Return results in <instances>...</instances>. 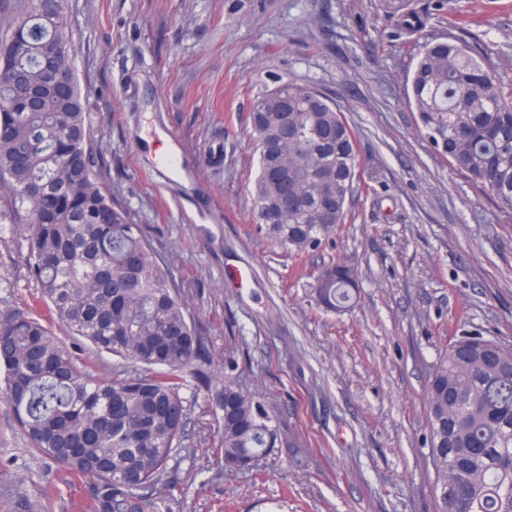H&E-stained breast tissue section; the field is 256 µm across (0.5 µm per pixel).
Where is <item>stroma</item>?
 Masks as SVG:
<instances>
[{"label":"stroma","instance_id":"35a3bbf8","mask_svg":"<svg viewBox=\"0 0 512 512\" xmlns=\"http://www.w3.org/2000/svg\"><path fill=\"white\" fill-rule=\"evenodd\" d=\"M401 32L380 0H68L69 62L104 189L141 225L242 381L293 430L306 458L217 465L218 435L186 387L189 424L172 512H436L425 386L447 336L512 344V214L453 170L417 126L407 76L424 43L475 29L481 63L512 80V0H409ZM282 82L318 89L360 145L348 218L298 252L253 222L254 98ZM180 146L194 169L160 165ZM353 268V308L322 309L320 269ZM240 270L241 280L226 274ZM45 313L23 235L0 232V312ZM89 483L29 448L0 400V512H89ZM382 6L396 19L397 27L406 32H419L427 23L428 18L425 19L417 12H406L404 0H382Z\"/></svg>","mask_w":512,"mask_h":512}]
</instances>
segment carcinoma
I'll list each match as a JSON object with an SVG mask.
<instances>
[{
    "mask_svg": "<svg viewBox=\"0 0 512 512\" xmlns=\"http://www.w3.org/2000/svg\"><path fill=\"white\" fill-rule=\"evenodd\" d=\"M396 25L421 31L405 0H382ZM67 0H0V220L23 225L40 298L71 334L64 347L36 313L0 316V398L31 447L72 478L91 481V512H162L147 491L169 478L182 446L187 383L203 393L221 435L220 465L253 473L266 456L305 460L260 393L240 379L232 345L217 358L205 325L140 225L104 190L86 151L89 124L77 81L53 84L68 60ZM461 35L419 49L409 104L455 171L512 213V81L475 58L471 21ZM259 152L255 222L297 251L314 248L347 218L359 144L334 102L282 83L251 112ZM288 190L292 206L269 205ZM355 271L317 277L319 301L347 308ZM90 346L135 371L95 377L79 357ZM430 463L438 512H512V345L477 332L448 341L426 386Z\"/></svg>",
    "mask_w": 512,
    "mask_h": 512,
    "instance_id": "carcinoma-1",
    "label": "carcinoma"
}]
</instances>
